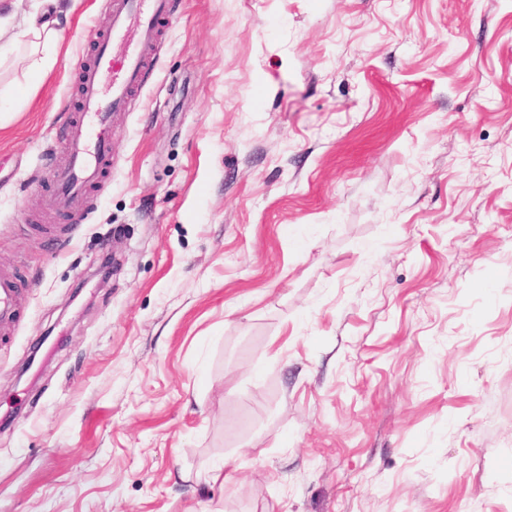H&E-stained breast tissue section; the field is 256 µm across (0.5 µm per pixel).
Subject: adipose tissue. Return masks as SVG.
Instances as JSON below:
<instances>
[{"instance_id": "obj_1", "label": "adipose tissue", "mask_w": 512, "mask_h": 512, "mask_svg": "<svg viewBox=\"0 0 512 512\" xmlns=\"http://www.w3.org/2000/svg\"><path fill=\"white\" fill-rule=\"evenodd\" d=\"M24 0H0V55L30 47L29 69L50 73L65 38L63 19L72 8L68 0H34L31 11H23Z\"/></svg>"}]
</instances>
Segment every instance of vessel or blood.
Listing matches in <instances>:
<instances>
[{
    "instance_id": "obj_1",
    "label": "vessel or blood",
    "mask_w": 512,
    "mask_h": 512,
    "mask_svg": "<svg viewBox=\"0 0 512 512\" xmlns=\"http://www.w3.org/2000/svg\"><path fill=\"white\" fill-rule=\"evenodd\" d=\"M171 0H112V28L97 48L81 96L82 113L65 138L68 161L54 174L56 210L74 207L100 177V162L112 154L113 113L129 108L148 70L160 20L169 17Z\"/></svg>"
}]
</instances>
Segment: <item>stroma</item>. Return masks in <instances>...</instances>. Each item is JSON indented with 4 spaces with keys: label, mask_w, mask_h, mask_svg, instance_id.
Returning a JSON list of instances; mask_svg holds the SVG:
<instances>
[{
    "label": "stroma",
    "mask_w": 512,
    "mask_h": 512,
    "mask_svg": "<svg viewBox=\"0 0 512 512\" xmlns=\"http://www.w3.org/2000/svg\"><path fill=\"white\" fill-rule=\"evenodd\" d=\"M110 16L0 65V512H512V0H175L55 212Z\"/></svg>",
    "instance_id": "35a3bbf8"
}]
</instances>
